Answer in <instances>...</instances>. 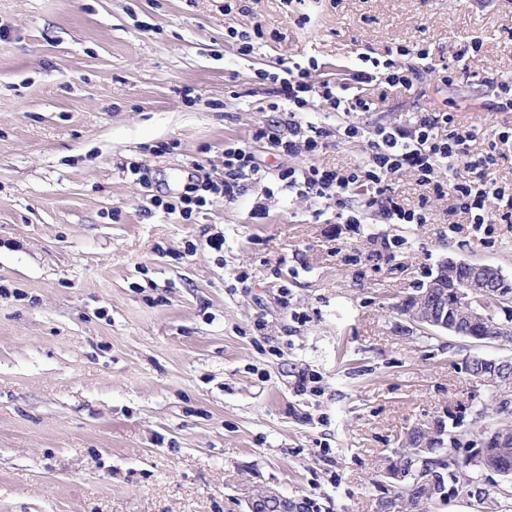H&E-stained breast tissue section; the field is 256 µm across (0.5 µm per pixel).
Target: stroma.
<instances>
[{"instance_id": "35a3bbf8", "label": "stroma", "mask_w": 512, "mask_h": 512, "mask_svg": "<svg viewBox=\"0 0 512 512\" xmlns=\"http://www.w3.org/2000/svg\"><path fill=\"white\" fill-rule=\"evenodd\" d=\"M224 3L0 0V512H250L273 493L378 512L407 430L471 426L492 392L469 361L512 357L398 313L447 257L512 276V222L449 231V197L412 176L396 195L427 198L436 223L340 224L279 181L188 220L152 205L222 181L225 147L255 129L287 136L257 71L303 56L332 79L358 46L426 41L448 58L477 38L470 71L512 73V0ZM257 22L241 54L230 32ZM365 93L366 133L454 105L474 152L497 156L488 181L512 186L497 88L421 72L410 91ZM368 153L365 134L317 161ZM303 375L314 391L297 393Z\"/></svg>"}]
</instances>
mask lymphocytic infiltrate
Instances as JSON below:
<instances>
[{
	"label": "lymphocytic infiltrate",
	"instance_id": "lymphocytic-infiltrate-1",
	"mask_svg": "<svg viewBox=\"0 0 512 512\" xmlns=\"http://www.w3.org/2000/svg\"><path fill=\"white\" fill-rule=\"evenodd\" d=\"M478 49L475 42L460 44L450 64L438 59L426 42L412 47L398 46L380 58L367 49L357 52V65L350 80L322 83L317 80L316 59L280 63L272 79L278 85L281 102L288 106V136L271 137L259 129L253 138L268 141L272 149L290 154L305 151L310 157L309 164L270 173L257 162L250 144L244 142L225 149L222 182L207 179L190 184L179 203L158 198L154 205L169 212L179 211L187 219L207 206L211 197L233 199L241 191L243 181L261 187L273 176L301 196L327 206L335 205L336 221L340 224L363 223L364 213L369 209L378 211L392 224L433 223L426 201L407 208L394 195V177L411 173L421 183L433 186L435 192L448 193L453 211L467 215L471 223L510 220L512 194L485 178L486 170L497 162L495 155L471 153L469 147L476 138L475 131L454 128L452 116L444 109L417 116L408 127L397 124L378 127L369 141L367 161L353 169L337 171L316 161L329 138L347 141L363 136V129L350 120L351 115L371 111L374 106L361 91V84L383 79L391 86L412 89L414 74L404 62L408 56L424 61L426 69L443 83L479 82L482 74L469 71L466 65ZM315 94L322 98L327 111L343 116V123L332 127L306 120L310 98Z\"/></svg>",
	"mask_w": 512,
	"mask_h": 512
}]
</instances>
